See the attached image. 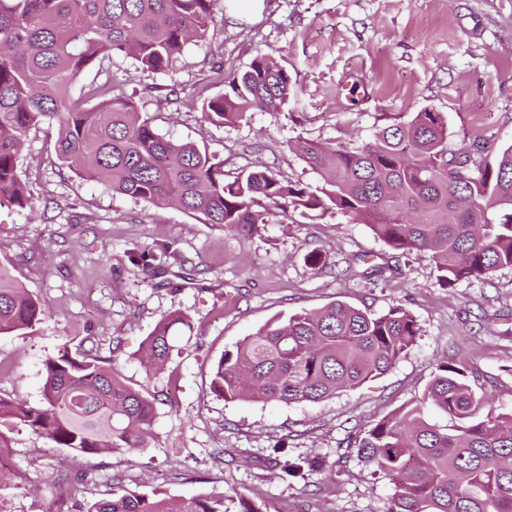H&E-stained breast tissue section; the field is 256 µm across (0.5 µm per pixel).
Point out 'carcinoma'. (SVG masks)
I'll return each mask as SVG.
<instances>
[{
    "label": "carcinoma",
    "instance_id": "1",
    "mask_svg": "<svg viewBox=\"0 0 512 512\" xmlns=\"http://www.w3.org/2000/svg\"><path fill=\"white\" fill-rule=\"evenodd\" d=\"M221 0H0V208L34 209L19 161L28 134L55 131V155L72 172L155 206L175 204L226 231L251 232L272 210L359 217L399 255H426L439 285L489 282L512 269V145L488 160L493 142L451 152L453 133L439 112H418L352 146L298 140L290 145L320 179L316 189L267 167L224 181V163L192 142L173 141L132 99L116 92L109 70L81 88L89 68L115 56L150 75L171 71L187 44L215 25ZM231 92L199 94L214 125L233 124L263 105L275 112L293 90L288 72L256 55L229 77ZM132 252L155 277L164 257ZM45 308L0 263V335L33 334ZM191 327L181 310L161 318L138 351L146 378L164 370L175 332ZM420 327L404 306L375 315L345 303L267 323L215 363L213 395L226 401L320 402L387 372L416 344ZM157 395L133 386L111 359L91 350L43 361L42 404L0 396V429L19 425L77 454H140L152 439ZM492 406L469 366L436 367L422 395L349 437L348 447L393 484L386 512H512V412ZM430 407L451 425L426 416ZM316 462H285L304 476ZM86 512H269L241 495L176 497L121 486Z\"/></svg>",
    "mask_w": 512,
    "mask_h": 512
}]
</instances>
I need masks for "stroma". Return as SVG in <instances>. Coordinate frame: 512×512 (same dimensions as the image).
Wrapping results in <instances>:
<instances>
[{"label": "stroma", "instance_id": "35a3bbf8", "mask_svg": "<svg viewBox=\"0 0 512 512\" xmlns=\"http://www.w3.org/2000/svg\"><path fill=\"white\" fill-rule=\"evenodd\" d=\"M259 54L292 77L287 106L233 125L205 121L191 100L212 68L229 74ZM110 71L161 134L206 147L228 180L267 166L317 187L290 143H362L424 110L445 117L452 151L480 138L512 144V0H241L173 71L149 76L118 57ZM54 137L33 131L22 152L46 212L0 209V262L47 309L36 334L0 336V394L40 406L43 360L75 354L92 338L119 340L118 373L145 381L136 352L158 321L182 310L191 328L163 372L146 380L158 397L148 448L134 458L77 457L16 427L0 437V512H86L118 484L183 496L237 492L270 512H385L392 484L347 447L351 431L421 396L437 365L454 358L469 363L496 412L512 411V270L448 290L428 258H392L370 225L341 213L295 211L230 233L62 168ZM163 246V277L128 260L130 251ZM313 250L325 251L327 268L305 263ZM368 257L388 258L382 275L365 276ZM337 302L377 314L403 305L420 327L416 346L383 377L318 403L211 394L224 351L274 318ZM285 456H316L322 466L286 480L274 466Z\"/></svg>", "mask_w": 512, "mask_h": 512}]
</instances>
